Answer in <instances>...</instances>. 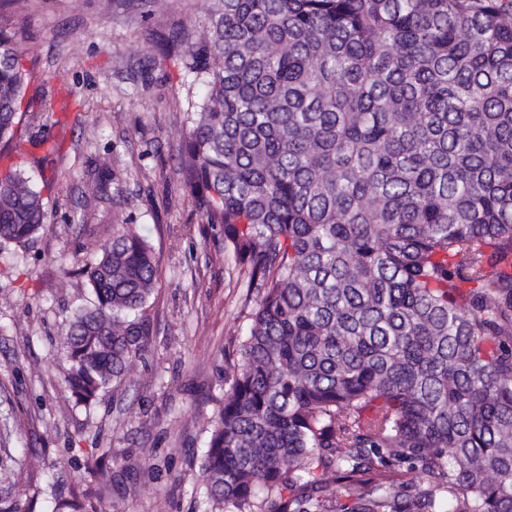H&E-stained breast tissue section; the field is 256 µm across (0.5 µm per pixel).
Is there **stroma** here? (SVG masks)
Segmentation results:
<instances>
[{
    "mask_svg": "<svg viewBox=\"0 0 512 512\" xmlns=\"http://www.w3.org/2000/svg\"><path fill=\"white\" fill-rule=\"evenodd\" d=\"M205 0H19L11 20L33 72L25 105L59 136V157L17 153L33 181L63 176L45 231L0 245V448L12 461L0 497L52 512L51 482L99 512H202L200 457L230 371L226 351L246 330L248 293L224 261L222 231L201 217L177 175L185 91L167 41L207 32ZM80 99L67 127L43 102ZM108 192L89 196L100 166ZM154 248V333L124 381L91 409L65 385L64 338L94 295L81 267L120 225Z\"/></svg>",
    "mask_w": 512,
    "mask_h": 512,
    "instance_id": "obj_1",
    "label": "stroma"
}]
</instances>
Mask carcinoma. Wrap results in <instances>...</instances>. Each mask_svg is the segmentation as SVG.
<instances>
[{
  "instance_id": "carcinoma-1",
  "label": "carcinoma",
  "mask_w": 512,
  "mask_h": 512,
  "mask_svg": "<svg viewBox=\"0 0 512 512\" xmlns=\"http://www.w3.org/2000/svg\"><path fill=\"white\" fill-rule=\"evenodd\" d=\"M14 2L0 157L41 121ZM207 16L176 52L193 77L178 175L257 295L199 463L205 512H512V0ZM50 185L0 168V243L45 229ZM84 275L65 348L87 408L145 353L159 273L124 227Z\"/></svg>"
}]
</instances>
